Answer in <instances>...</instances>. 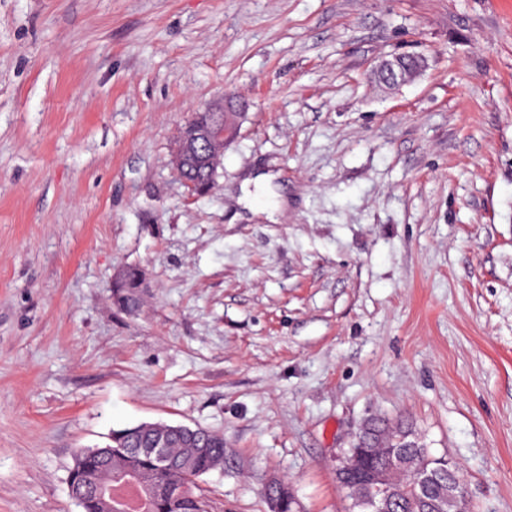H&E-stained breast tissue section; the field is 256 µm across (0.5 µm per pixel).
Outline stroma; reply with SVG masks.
Here are the masks:
<instances>
[{"instance_id":"obj_1","label":"stroma","mask_w":512,"mask_h":512,"mask_svg":"<svg viewBox=\"0 0 512 512\" xmlns=\"http://www.w3.org/2000/svg\"><path fill=\"white\" fill-rule=\"evenodd\" d=\"M398 54L427 67L388 91ZM229 97L189 195L178 131ZM374 416L512 512V0H0V512H79L75 451L158 421L223 433L214 512L279 477L345 512ZM421 61L415 67L403 64L400 56H392L379 61L372 70V75L380 84L390 90L398 89L415 78L426 67V60ZM137 267H128L112 286V306L123 307L134 315L141 307L142 300L135 288Z\"/></svg>"}]
</instances>
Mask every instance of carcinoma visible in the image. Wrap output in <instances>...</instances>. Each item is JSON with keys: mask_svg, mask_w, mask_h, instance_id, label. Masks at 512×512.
Masks as SVG:
<instances>
[{"mask_svg": "<svg viewBox=\"0 0 512 512\" xmlns=\"http://www.w3.org/2000/svg\"><path fill=\"white\" fill-rule=\"evenodd\" d=\"M181 178L202 194L211 188L208 169L187 165ZM137 268L123 271L112 286V306L135 314L142 300L135 288ZM191 440L178 436L164 423H141L112 430L109 454L100 457L80 450L74 454L66 479L69 498L81 512H118L108 508L94 482L104 483L113 476L133 471L148 489L145 512H209V500L199 486L202 476L224 469V434L198 428ZM169 438L167 463L150 451L162 437ZM360 442L371 446L372 466L387 467L385 450L390 448L403 465L388 471V486L397 491L390 512H461V504L448 500V478L464 481L461 467L445 456H436L421 442L416 430L402 421L370 418ZM349 502V512H374L372 497L357 486H341ZM266 501H275L277 512H296L297 496L286 478H277L263 491Z\"/></svg>", "mask_w": 512, "mask_h": 512, "instance_id": "carcinoma-1", "label": "carcinoma"}]
</instances>
